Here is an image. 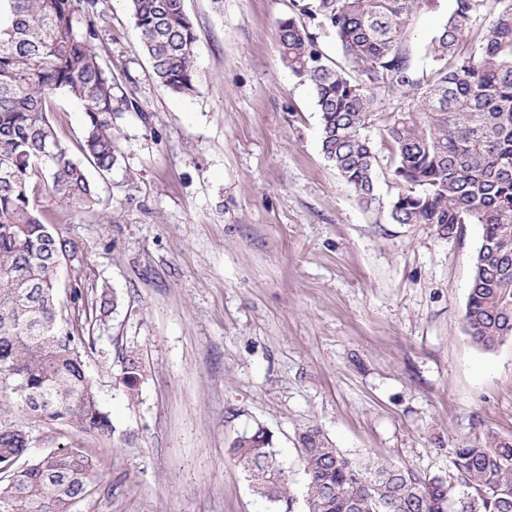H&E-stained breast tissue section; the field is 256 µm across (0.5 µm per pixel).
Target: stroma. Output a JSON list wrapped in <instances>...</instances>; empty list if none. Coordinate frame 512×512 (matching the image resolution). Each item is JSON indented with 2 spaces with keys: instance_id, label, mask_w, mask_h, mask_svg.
I'll return each mask as SVG.
<instances>
[{
  "instance_id": "1",
  "label": "stroma",
  "mask_w": 512,
  "mask_h": 512,
  "mask_svg": "<svg viewBox=\"0 0 512 512\" xmlns=\"http://www.w3.org/2000/svg\"><path fill=\"white\" fill-rule=\"evenodd\" d=\"M452 5L418 0L409 14L402 50L417 72ZM184 6L190 97L158 85L124 0H101L97 50L142 111L117 122L119 165L88 171L98 204L38 197L78 252L59 270L60 300L77 283L118 297L85 358L111 438L31 425L32 455L65 446L95 463L73 512H273L229 453L259 425L288 466L295 512L305 427L348 457L431 476L451 473L456 447L512 439V342L481 350L463 323L479 225L448 237L389 214L398 188L382 129L414 111L412 97L376 93L377 200L365 205L322 154L311 86L281 59L293 0ZM49 118L82 159L81 105L58 94ZM129 351L142 364L133 399ZM123 377L122 383L126 388L128 395L135 398L139 394V386L142 378V365L139 358L135 355L122 356Z\"/></svg>"
}]
</instances>
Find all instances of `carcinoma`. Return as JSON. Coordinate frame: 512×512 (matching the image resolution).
I'll list each match as a JSON object with an SVG mask.
<instances>
[{
  "mask_svg": "<svg viewBox=\"0 0 512 512\" xmlns=\"http://www.w3.org/2000/svg\"><path fill=\"white\" fill-rule=\"evenodd\" d=\"M100 0H0V512H71L89 497L96 474L79 448L30 458L27 420L112 435L83 352L86 325L107 318L117 296L88 299L75 285L67 308L77 323L59 324L58 271L76 259L71 242L44 221L36 197L84 208L98 201L84 164L71 158L48 118L62 91L84 110L81 151L100 172L119 160L117 119L139 112L95 50L94 22L74 28L77 11L98 15ZM158 84L197 92L196 35L183 0H126ZM416 0H307L300 13L336 34L345 65L331 62L318 36L289 17L279 50L308 82L320 114L324 156L370 205L378 154L365 134L387 88L413 97L416 115L386 125L399 191L397 224H435L451 236L481 226L464 310V328L485 351L512 341V0H454L431 38L424 76L400 49ZM492 16L488 32L470 23ZM122 383L138 396L142 365L122 357ZM307 479L305 512H512V441L490 434L453 451L451 478L427 476L371 458L343 455L324 433H299ZM229 451L252 490L276 512H294L288 468L264 427L235 438Z\"/></svg>",
  "mask_w": 512,
  "mask_h": 512,
  "instance_id": "carcinoma-1",
  "label": "carcinoma"
}]
</instances>
